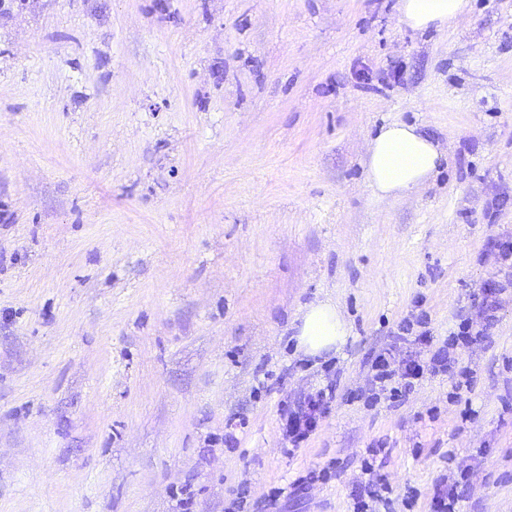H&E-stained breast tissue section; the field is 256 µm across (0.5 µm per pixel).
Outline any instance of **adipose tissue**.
Returning a JSON list of instances; mask_svg holds the SVG:
<instances>
[{"instance_id": "ef3b65f1", "label": "adipose tissue", "mask_w": 512, "mask_h": 512, "mask_svg": "<svg viewBox=\"0 0 512 512\" xmlns=\"http://www.w3.org/2000/svg\"><path fill=\"white\" fill-rule=\"evenodd\" d=\"M402 22L414 30L443 29L470 9L469 0H399ZM445 157L441 144L415 124L394 121L371 139L366 180L380 197H395L419 188ZM350 326L328 298L306 304L293 323L296 349L307 357L336 353L346 344Z\"/></svg>"}]
</instances>
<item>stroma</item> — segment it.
<instances>
[{"label": "stroma", "mask_w": 512, "mask_h": 512, "mask_svg": "<svg viewBox=\"0 0 512 512\" xmlns=\"http://www.w3.org/2000/svg\"><path fill=\"white\" fill-rule=\"evenodd\" d=\"M398 0H0V512H512V288L486 340L397 403L512 237V0L415 31ZM403 121L448 151L366 181ZM330 296L337 356L294 352ZM334 385L301 447L282 409ZM315 473V482L298 479ZM445 157L441 144L419 125L394 121L371 139L366 180L378 197H395L419 188Z\"/></svg>", "instance_id": "obj_1"}]
</instances>
